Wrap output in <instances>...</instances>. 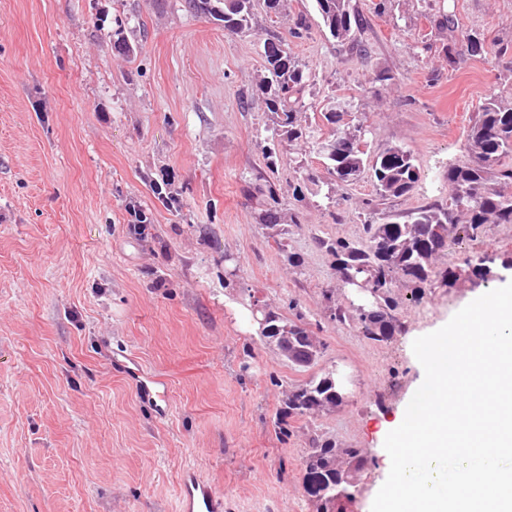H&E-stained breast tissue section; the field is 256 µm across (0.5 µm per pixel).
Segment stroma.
<instances>
[{
  "label": "stroma",
  "mask_w": 512,
  "mask_h": 512,
  "mask_svg": "<svg viewBox=\"0 0 512 512\" xmlns=\"http://www.w3.org/2000/svg\"><path fill=\"white\" fill-rule=\"evenodd\" d=\"M350 6L365 18L352 44L325 33L313 0H287L277 16L257 6L240 35L181 0H0V512H180L187 469L223 495L224 512H316L303 478L317 435L362 449L348 512H371L390 469L384 440L424 379L412 343L512 280V224L438 260L489 256V286H434L418 302L396 289L399 328L384 343L331 319L363 297L318 241H360L385 212L447 199L449 167L473 161L479 101L512 99V0ZM301 13L310 30L296 38ZM445 15L456 35L436 29ZM118 27L133 53L114 49ZM465 33L508 50L471 54ZM272 37L310 75L312 137L282 143L270 171L257 84ZM332 110L363 125L369 154L412 153V193L378 205L369 175L324 178ZM260 173L282 188V218H298L284 236L259 223L246 191ZM138 209L151 217L141 233ZM256 296L302 317L323 344L316 365L293 366L251 331L244 311ZM123 357L151 377L149 392L119 370ZM331 371L342 403L289 418L280 436L287 390Z\"/></svg>",
  "instance_id": "35a3bbf8"
}]
</instances>
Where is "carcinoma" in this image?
<instances>
[{
  "mask_svg": "<svg viewBox=\"0 0 512 512\" xmlns=\"http://www.w3.org/2000/svg\"><path fill=\"white\" fill-rule=\"evenodd\" d=\"M315 4L325 31L335 40L350 39L363 25L361 15L350 10L349 0H315ZM253 6L254 0H183L182 4L191 14L223 22L224 30L232 34L251 31ZM263 53L267 66L258 88L271 115L273 131L292 143L307 136L298 115L306 107L309 76L282 42L265 40ZM323 117L332 126L330 138L321 143L331 179L351 183L368 169L382 201H393L413 191L420 180V168L410 151L391 144L370 161L366 153L336 147L347 134L341 125L342 113L327 112ZM468 142L475 162L448 169L447 202L429 203L404 215L388 214L384 222L366 225L362 241L320 240L343 280L353 277L379 291V304L372 312L356 316L367 339L386 342L395 334L397 320L392 311L397 306L396 283L411 287V298L418 301L424 288L456 282L453 268L440 271L435 264L437 255L449 247L448 225L461 220L464 231L474 236L487 224H512V194L498 188L512 183V165L503 163L512 155V100L484 97L472 116ZM467 265L475 284L492 278L487 260L478 256ZM271 313L277 333L288 337V350L298 356L319 355L322 344L304 326L302 317L292 321L274 309ZM341 402L339 385L330 384L324 374L291 388L278 421L280 434L288 436L286 418L328 411ZM364 466L361 449L341 448L321 436L312 438L305 459L304 489L316 512H346V505L355 499L357 477Z\"/></svg>",
  "mask_w": 512,
  "mask_h": 512,
  "instance_id": "1",
  "label": "carcinoma"
}]
</instances>
